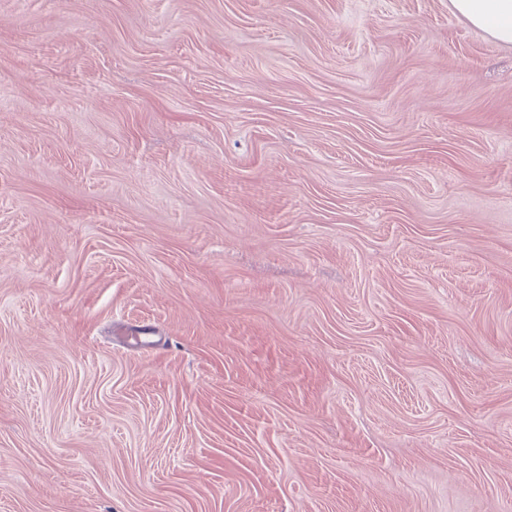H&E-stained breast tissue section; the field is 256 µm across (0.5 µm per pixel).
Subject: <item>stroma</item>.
I'll return each mask as SVG.
<instances>
[{"label": "stroma", "instance_id": "obj_1", "mask_svg": "<svg viewBox=\"0 0 512 512\" xmlns=\"http://www.w3.org/2000/svg\"><path fill=\"white\" fill-rule=\"evenodd\" d=\"M0 512H512V46L0 0Z\"/></svg>", "mask_w": 512, "mask_h": 512}]
</instances>
